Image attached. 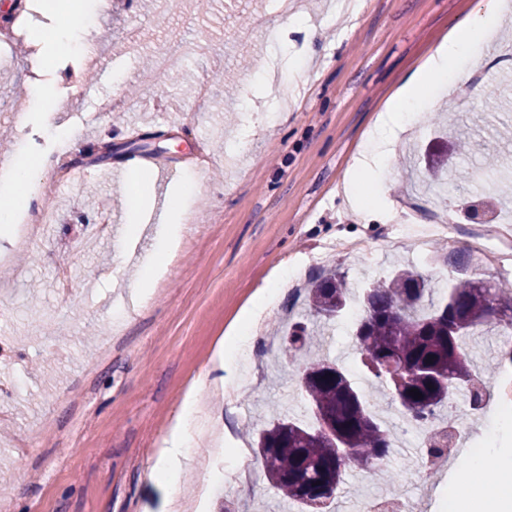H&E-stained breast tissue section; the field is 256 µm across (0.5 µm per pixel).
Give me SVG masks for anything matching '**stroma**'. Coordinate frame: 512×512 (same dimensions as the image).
<instances>
[{
	"mask_svg": "<svg viewBox=\"0 0 512 512\" xmlns=\"http://www.w3.org/2000/svg\"><path fill=\"white\" fill-rule=\"evenodd\" d=\"M95 2L84 0L95 39L80 68L83 94L68 92L67 59L40 76L55 92L49 120L27 110L28 36L0 64V165L17 155L53 158L48 127L62 124L86 141L69 152L70 164L93 173L37 196L49 218L37 251L18 247L0 224V386L8 388L0 395V492L12 512H167L170 490L150 471L191 397L218 414L230 448L207 457V439L194 434L180 474L183 500L204 486L203 512H281L266 478L253 483L237 471L261 466L248 435L279 409L308 418L275 336L300 311L306 283L339 263L363 285L405 262L431 278L438 298L458 280L512 285V223L477 224L468 214L473 205L512 206V179L503 177L512 172V59L498 51L512 44V14L469 60L466 81L437 92L376 174L359 180L356 205L344 191L377 116L457 26L478 17L481 0H359L346 18L337 0H298L311 24L289 28L279 0H112L104 10ZM145 18L139 54L124 53L126 30ZM193 38L200 49L175 72L174 87L143 81L144 58ZM283 56L300 75L273 68ZM202 83L208 108L184 124ZM131 87L136 110H100ZM439 113L451 114L465 143L440 200L415 189L403 162L442 136ZM134 118L143 127L137 143L127 137ZM105 144L112 158L103 162ZM203 152L212 164L192 205L189 242L149 301L134 306L124 286L154 257L160 226L145 222L126 237L128 195L138 188L157 197L158 168L173 169L179 183ZM103 222L108 234H96ZM478 238L500 244V266L485 268L472 248ZM358 239L367 249L351 251ZM286 267L298 277L261 328L250 383L208 387L220 342ZM498 414L492 402L468 417L451 404L439 417L463 418L465 441L512 456V426L485 431ZM239 446L246 455L236 454ZM418 455L390 453L384 468L409 484L423 512H439L458 477L414 480Z\"/></svg>",
	"mask_w": 512,
	"mask_h": 512,
	"instance_id": "obj_1",
	"label": "stroma"
}]
</instances>
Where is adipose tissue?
I'll use <instances>...</instances> for the list:
<instances>
[{"instance_id": "ef3b65f1", "label": "adipose tissue", "mask_w": 512, "mask_h": 512, "mask_svg": "<svg viewBox=\"0 0 512 512\" xmlns=\"http://www.w3.org/2000/svg\"><path fill=\"white\" fill-rule=\"evenodd\" d=\"M504 15L501 0H482L479 17L456 30L380 114L354 159L355 176L369 175L381 167L392 143L406 129L405 112L410 103L426 97L448 73H455L458 79H465L462 60L484 47L502 24ZM87 35L88 27L83 11L79 6H70L56 27L36 36L39 50L36 55L28 57L30 68L36 71L44 69L48 62L44 47L50 43L60 44L68 53L81 55ZM44 166L45 161L41 158H15L10 161L11 180L17 192L8 205L0 207L1 224L13 223L18 209L29 208L31 197L28 187ZM196 192L197 182L191 176L175 191V203L164 215L165 225L159 235L157 256L151 264L146 265L142 278L133 284L136 299H144L153 283L163 274L166 257L177 248L180 241L185 202ZM291 279V272L281 271L252 301L245 318L232 328L230 336L221 344L214 362L215 371L226 370L229 359L251 350L254 342L252 327L263 319L274 301L287 290ZM194 416L195 404L187 402L182 416L173 426L167 448L163 449L162 457L153 469L154 478L169 485L170 512H179L181 508L177 474L181 467L182 449L193 429ZM490 467L499 472V479L493 485L485 484L482 480L485 469ZM463 482V487L449 498L452 512H512V462L498 458L493 449H481L470 457Z\"/></svg>"}]
</instances>
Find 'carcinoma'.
I'll return each mask as SVG.
<instances>
[{"label": "carcinoma", "instance_id": "carcinoma-1", "mask_svg": "<svg viewBox=\"0 0 512 512\" xmlns=\"http://www.w3.org/2000/svg\"><path fill=\"white\" fill-rule=\"evenodd\" d=\"M350 296L346 273L331 266L311 281L305 314L288 327L282 354L295 366L313 424L277 415L254 433L265 477L306 512H333L343 473L358 465L376 473L393 448L390 432L349 374L324 355H309L315 325L342 315ZM361 307L352 336L364 371L391 393L389 366L406 373L408 382L394 399L404 415L430 426L429 452L448 454L452 432L435 421L449 395L466 390L473 411L484 407L488 395L486 380L471 370L464 341L489 324L512 329V289L460 281L436 303L429 278L400 266L388 280L363 289ZM413 388L422 393L420 399L410 395Z\"/></svg>", "mask_w": 512, "mask_h": 512}]
</instances>
